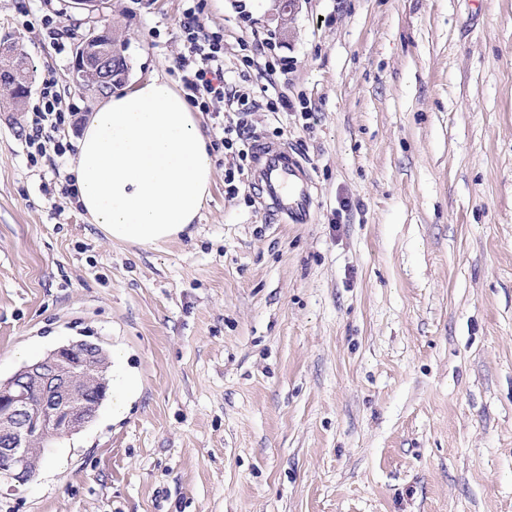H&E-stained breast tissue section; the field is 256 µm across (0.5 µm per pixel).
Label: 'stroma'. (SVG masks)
Instances as JSON below:
<instances>
[{"label": "stroma", "mask_w": 512, "mask_h": 512, "mask_svg": "<svg viewBox=\"0 0 512 512\" xmlns=\"http://www.w3.org/2000/svg\"><path fill=\"white\" fill-rule=\"evenodd\" d=\"M182 10L0 0V40L58 79L74 142L97 101L73 45L111 25L126 86L177 87ZM199 23L237 88L306 99L247 121L306 168L311 220L227 195L219 151L192 235L109 243L61 192L75 152L31 163L30 112L0 107V378L86 340L140 382L0 512H512V0H204Z\"/></svg>", "instance_id": "35a3bbf8"}]
</instances>
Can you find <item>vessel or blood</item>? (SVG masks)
<instances>
[{
	"label": "vessel or blood",
	"instance_id": "obj_1",
	"mask_svg": "<svg viewBox=\"0 0 512 512\" xmlns=\"http://www.w3.org/2000/svg\"><path fill=\"white\" fill-rule=\"evenodd\" d=\"M254 184L270 218L280 224H304L313 205L312 180L286 148L262 141L252 145Z\"/></svg>",
	"mask_w": 512,
	"mask_h": 512
}]
</instances>
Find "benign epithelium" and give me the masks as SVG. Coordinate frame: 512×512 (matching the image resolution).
Instances as JSON below:
<instances>
[{
    "label": "benign epithelium",
    "mask_w": 512,
    "mask_h": 512,
    "mask_svg": "<svg viewBox=\"0 0 512 512\" xmlns=\"http://www.w3.org/2000/svg\"><path fill=\"white\" fill-rule=\"evenodd\" d=\"M112 30L92 28L76 49L73 80L93 98L110 94ZM104 352L73 342L0 380V484L14 489L35 476L50 441L76 434L97 417L108 387Z\"/></svg>",
    "instance_id": "obj_1"
}]
</instances>
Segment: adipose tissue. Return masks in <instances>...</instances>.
Listing matches in <instances>:
<instances>
[{
    "instance_id": "ef3b65f1",
    "label": "adipose tissue",
    "mask_w": 512,
    "mask_h": 512,
    "mask_svg": "<svg viewBox=\"0 0 512 512\" xmlns=\"http://www.w3.org/2000/svg\"><path fill=\"white\" fill-rule=\"evenodd\" d=\"M78 202L106 240L154 247L187 233L213 179L196 112L168 79L112 94L90 116L70 170ZM122 353L112 356L113 419L138 394Z\"/></svg>"
}]
</instances>
